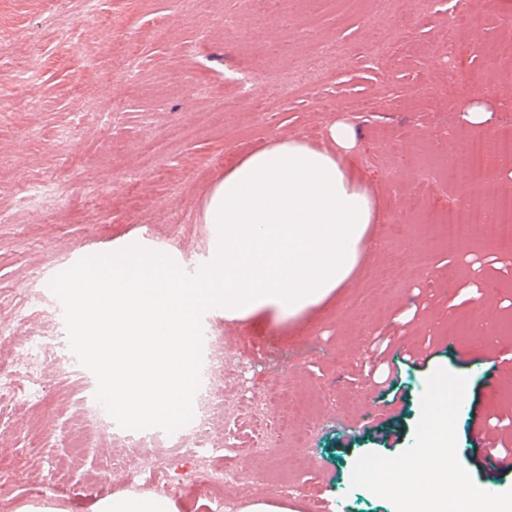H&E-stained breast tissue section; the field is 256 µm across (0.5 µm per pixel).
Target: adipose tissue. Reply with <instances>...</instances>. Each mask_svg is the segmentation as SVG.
<instances>
[{
  "label": "adipose tissue",
  "instance_id": "obj_1",
  "mask_svg": "<svg viewBox=\"0 0 512 512\" xmlns=\"http://www.w3.org/2000/svg\"><path fill=\"white\" fill-rule=\"evenodd\" d=\"M351 125L326 144L269 141L225 170L203 207L214 248L201 277L183 279L171 256L137 243L114 248L96 278L66 289L80 340L120 412L138 424L181 415L197 363L190 336L198 300L225 318L291 316L349 283L378 212L345 163ZM90 512H179L167 497L126 491Z\"/></svg>",
  "mask_w": 512,
  "mask_h": 512
}]
</instances>
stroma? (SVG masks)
<instances>
[{
	"instance_id": "stroma-1",
	"label": "stroma",
	"mask_w": 512,
	"mask_h": 512,
	"mask_svg": "<svg viewBox=\"0 0 512 512\" xmlns=\"http://www.w3.org/2000/svg\"><path fill=\"white\" fill-rule=\"evenodd\" d=\"M237 16L224 28V15ZM512 0H388L368 15L364 0H100L95 18L73 14L69 0H0L1 43L13 58L0 66V97L29 98L35 108L0 115V356L20 350L38 330L54 339L43 390L19 380L0 398V467L16 475V491L0 512L29 502L59 512H88L100 496L125 490L162 493L167 473L137 475L144 451L117 448L111 429L85 418L83 400L99 382L73 361L68 310L49 282L71 256L135 241L148 233L184 263L209 259L210 227L203 206L226 168L274 137L321 145L327 128L343 120L358 148L347 163L379 208L386 239L350 287L283 321L256 314L228 320L216 315L210 335L223 337L241 357V375L228 392L246 384L288 390L296 428L308 431L306 448L285 447L268 459L239 450L220 453L227 473L249 471L254 484L235 500L237 512L270 497L276 475L293 493L272 495L290 512H312L316 499L332 512H395L394 505L351 485L356 460L368 453L395 456L414 441L427 379L436 370L467 377L469 398L457 418V456L476 484L485 478L473 429L474 411L512 419V368L499 352L512 348V244L466 235L448 253L429 227L449 209L480 205L484 192L445 181H418L417 164L442 163L473 137L462 115L485 105V131H512V31L500 19ZM69 17L72 40L58 37L57 19ZM464 27L453 54L441 36ZM164 30L157 39L156 30ZM395 30L390 63L374 47ZM322 43L341 52L319 53ZM131 60L138 85L115 80ZM36 67V86L20 84V70ZM249 70L254 90L275 113L274 124L252 120L248 100L231 78ZM320 81L306 95L288 87L306 73ZM228 100L239 101L225 110ZM187 134L169 137L172 125ZM397 167L396 178L387 170ZM138 173L136 184L127 176ZM55 183L57 202L23 206L26 186ZM427 252L428 267L413 257ZM372 304L355 309L356 291ZM27 311L19 323L18 311ZM483 316L490 333L449 334L452 326ZM389 339L393 389L384 392L368 375L375 337ZM427 347L423 368L400 363L405 346ZM498 368L500 384L481 379Z\"/></svg>"
}]
</instances>
